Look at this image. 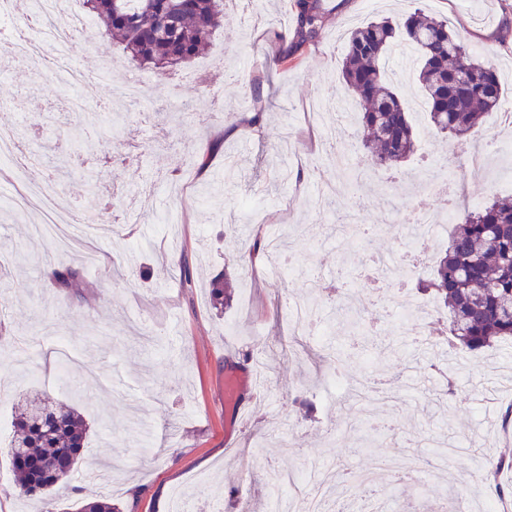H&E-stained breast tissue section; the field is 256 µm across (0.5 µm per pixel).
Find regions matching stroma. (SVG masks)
<instances>
[{
	"mask_svg": "<svg viewBox=\"0 0 512 512\" xmlns=\"http://www.w3.org/2000/svg\"><path fill=\"white\" fill-rule=\"evenodd\" d=\"M329 16L304 55L274 64L270 30H290L287 0H227L224 20L205 55L184 66V79L131 64L117 44L99 38L101 22L77 38L70 54L89 77L111 70L135 78L144 100L112 96L121 121L99 118L100 146L79 147L85 129L50 70L26 61L0 69V127L13 128L40 163L27 183L54 187L53 211L21 199V186L0 170V512H75L78 501L102 495L75 473L63 494L28 499L15 486L9 462L18 404L39 395L75 405L89 433L85 462L118 485L122 512H171L181 494L195 512H271L265 470L352 465L382 458L427 467L422 485L386 489L383 512L398 499L407 512H436L448 490L487 494L477 470L489 450L512 449L500 418L512 402V344L459 353L437 313L389 312L392 281L372 283L373 259L397 253L403 227L389 211L417 200L410 181L387 169L368 171L361 189L345 187L336 155L355 146L356 120L331 131L313 126L312 102L332 108L351 102L341 78L344 36L350 29L423 8L444 18L481 60L495 61L503 98L512 101V0H325ZM210 74L214 84L198 85ZM418 132L407 162L417 171L443 163L457 182L470 180L456 162L466 145L436 133L420 108L415 80L396 83ZM260 124H250L254 113ZM236 133L225 136V128ZM206 156L199 168L196 156ZM239 167L224 175L225 156ZM97 178L88 194L84 172ZM340 184V209L358 211L364 241L330 234L332 213L319 206L323 187ZM261 224L282 228L292 241L297 273L278 279L264 263L243 273L246 237L237 226L242 202ZM78 224H110L90 240L100 256L86 266L81 250L58 254L51 237L32 233L53 213ZM188 254L195 285L182 284L179 257ZM79 265L81 287L52 283L50 267ZM236 281L229 307L217 310L209 283ZM305 298L324 332L296 336L288 296ZM349 299L365 321L353 333L337 304ZM69 339L78 355L67 380L56 376V347ZM262 361L265 387L250 402L248 423L224 438V375L244 353ZM345 367H329L330 354ZM454 389H447V381Z\"/></svg>",
	"mask_w": 512,
	"mask_h": 512,
	"instance_id": "1",
	"label": "stroma"
}]
</instances>
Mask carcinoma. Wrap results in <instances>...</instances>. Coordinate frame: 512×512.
Here are the masks:
<instances>
[{"mask_svg": "<svg viewBox=\"0 0 512 512\" xmlns=\"http://www.w3.org/2000/svg\"><path fill=\"white\" fill-rule=\"evenodd\" d=\"M103 20L104 33L140 66L181 67L208 45L224 17V0H83ZM294 27L273 32L276 63L301 56L325 27L322 0H292ZM399 46L417 54L415 76L428 108L430 126L457 141L466 140L488 112L500 109L502 85L496 67L477 58L448 28V21L421 10L398 20L384 18L351 30L342 77L360 106V162L350 177L371 167L399 169L416 152L418 137L382 60ZM269 229H252L248 262L266 257ZM49 278L76 288L81 275L54 268ZM230 281L212 282L211 300L220 308ZM416 288L433 292L448 316L451 345L474 352L512 342V201L492 200L456 215L429 278ZM14 434L30 448L22 459L11 443V468L24 495L38 496L67 483L77 469L88 426L74 406L35 398L13 420ZM78 512H119L104 496L83 502Z\"/></svg>", "mask_w": 512, "mask_h": 512, "instance_id": "carcinoma-1", "label": "carcinoma"}]
</instances>
